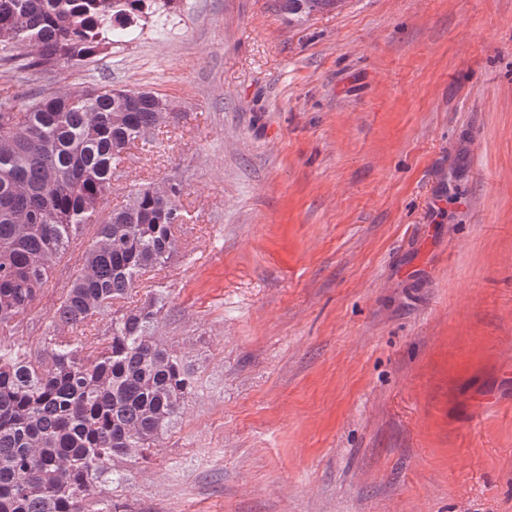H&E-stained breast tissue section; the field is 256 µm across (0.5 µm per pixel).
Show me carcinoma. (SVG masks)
I'll list each match as a JSON object with an SVG mask.
<instances>
[{"mask_svg": "<svg viewBox=\"0 0 512 512\" xmlns=\"http://www.w3.org/2000/svg\"><path fill=\"white\" fill-rule=\"evenodd\" d=\"M339 0H277L303 21ZM183 0H0V68L33 76L130 42ZM100 86L0 97V512H116L105 483L157 446L196 393L197 369L159 333L162 285L132 306L143 275L178 248L182 188L105 199L124 153L154 142L158 94ZM74 97L82 106H71ZM96 232L50 315L46 348L4 337L40 299L71 241ZM112 313L96 344L86 331Z\"/></svg>", "mask_w": 512, "mask_h": 512, "instance_id": "obj_1", "label": "carcinoma"}]
</instances>
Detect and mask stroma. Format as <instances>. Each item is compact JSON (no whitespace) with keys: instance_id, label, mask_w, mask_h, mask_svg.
<instances>
[{"instance_id":"stroma-1","label":"stroma","mask_w":512,"mask_h":512,"mask_svg":"<svg viewBox=\"0 0 512 512\" xmlns=\"http://www.w3.org/2000/svg\"><path fill=\"white\" fill-rule=\"evenodd\" d=\"M165 35L0 90L172 109L106 203L183 187L143 289L200 372L121 512H512V0H188ZM75 269L12 339L40 351ZM339 0H277L279 10L290 20L303 21L336 8Z\"/></svg>"}]
</instances>
